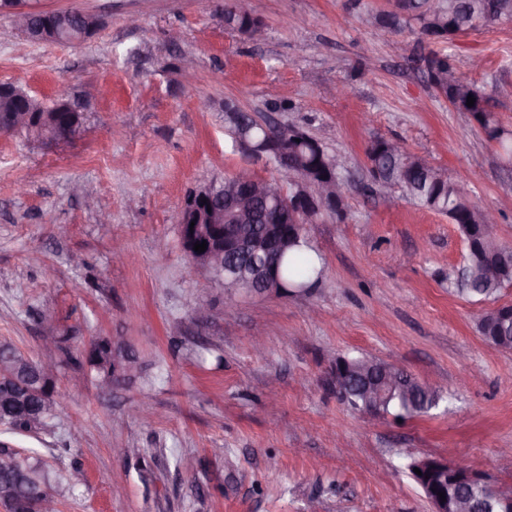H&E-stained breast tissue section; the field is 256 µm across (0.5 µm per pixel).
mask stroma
<instances>
[{
  "mask_svg": "<svg viewBox=\"0 0 512 512\" xmlns=\"http://www.w3.org/2000/svg\"><path fill=\"white\" fill-rule=\"evenodd\" d=\"M34 3L81 6L99 25L62 46L31 42L0 15V82L41 98L65 84L83 114L65 141L0 136V339L45 359L60 355L54 337L75 357L109 336L143 361L141 378L108 393L73 386L63 369L52 433L13 437L59 473L82 470L60 512H308L313 501L320 512H432L406 468L423 457L512 484V352L478 333L486 303L450 289L461 235L374 185L365 154L398 139L468 181L512 245V162L431 85L419 64L430 44L375 27L384 0H243L264 23L258 42L225 28L218 0ZM442 50L512 131V23ZM336 84L347 95L326 96ZM96 86L108 95L88 96ZM229 100L349 159L343 223L307 227L321 281L239 296L231 319L227 292L195 268L169 220L190 191L242 166L272 177L226 135ZM360 353L442 401L401 421L351 412L328 368Z\"/></svg>",
  "mask_w": 512,
  "mask_h": 512,
  "instance_id": "stroma-1",
  "label": "stroma"
}]
</instances>
